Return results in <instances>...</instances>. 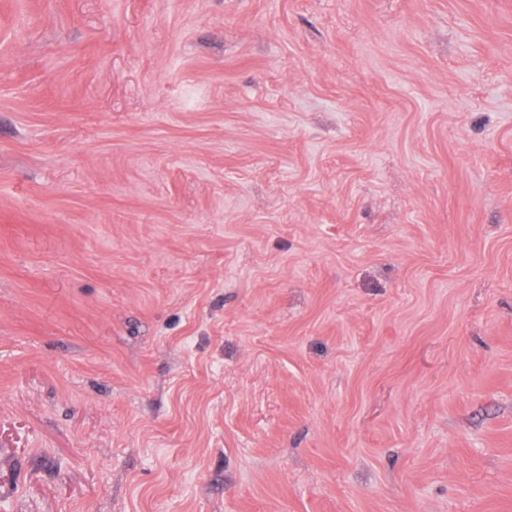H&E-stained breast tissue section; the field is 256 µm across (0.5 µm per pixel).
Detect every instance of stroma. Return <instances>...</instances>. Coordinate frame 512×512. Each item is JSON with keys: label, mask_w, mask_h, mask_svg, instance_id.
I'll return each mask as SVG.
<instances>
[{"label": "stroma", "mask_w": 512, "mask_h": 512, "mask_svg": "<svg viewBox=\"0 0 512 512\" xmlns=\"http://www.w3.org/2000/svg\"><path fill=\"white\" fill-rule=\"evenodd\" d=\"M0 512H512V0H0Z\"/></svg>", "instance_id": "stroma-1"}]
</instances>
